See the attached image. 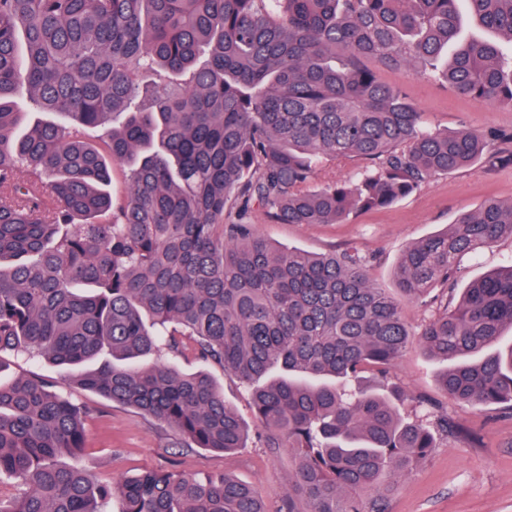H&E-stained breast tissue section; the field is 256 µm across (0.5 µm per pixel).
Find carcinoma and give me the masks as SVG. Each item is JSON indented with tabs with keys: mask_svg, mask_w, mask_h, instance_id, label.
<instances>
[{
	"mask_svg": "<svg viewBox=\"0 0 512 512\" xmlns=\"http://www.w3.org/2000/svg\"><path fill=\"white\" fill-rule=\"evenodd\" d=\"M508 43L458 45L463 15ZM460 96L512 105V0H0V350L72 370L67 382L174 426L189 448L245 447L220 367L251 390L268 448L297 450L279 512H387L385 490L435 447L397 386L400 302L350 245L272 246L275 224H336L432 178L512 165L492 135L440 131L366 65L438 70ZM25 85L34 119L18 109ZM106 128L107 149L83 130ZM365 162L313 181L323 162ZM128 170L124 195L112 172ZM512 237V202L462 210L410 244L394 280L426 300L461 261ZM512 263L463 288L419 347L448 362L457 402L512 409ZM190 353L204 368L164 361ZM91 408L39 375L0 381V473L24 487L0 512H269L222 473L146 469L110 486L79 464Z\"/></svg>",
	"mask_w": 512,
	"mask_h": 512,
	"instance_id": "carcinoma-1",
	"label": "carcinoma"
}]
</instances>
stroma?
<instances>
[{"label": "stroma", "instance_id": "obj_1", "mask_svg": "<svg viewBox=\"0 0 512 512\" xmlns=\"http://www.w3.org/2000/svg\"><path fill=\"white\" fill-rule=\"evenodd\" d=\"M378 79L402 88L440 129L471 127L483 132H512V107H488L457 95L441 77L411 71L377 69ZM512 200V166L461 169L431 179L421 189L391 205L353 211L338 224H274L264 212L251 213L257 233L272 245L308 253L356 246L370 258L369 275L393 289V270L411 243L446 229L464 209L485 199ZM512 262V239L503 238L479 256L463 259L459 284ZM442 361L419 347L408 349L391 368L389 379L408 396L405 417L426 418L425 400L475 433V440L437 433L432 454L401 478L387 499L389 512H512V413L446 398L438 375ZM71 398L92 407L85 421V449L80 462L95 481L109 485L145 469H175L190 476L226 473L251 484L270 512H280L295 464L288 448L262 447L263 429L254 418L248 389L234 377L224 379V400L247 423L246 447L229 454L186 448L179 432L143 412L71 386Z\"/></svg>", "mask_w": 512, "mask_h": 512}]
</instances>
